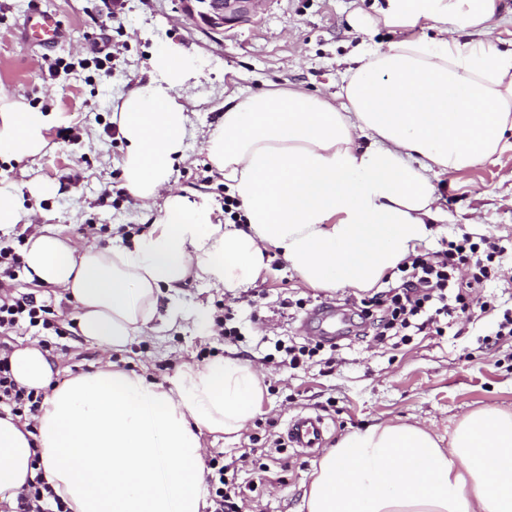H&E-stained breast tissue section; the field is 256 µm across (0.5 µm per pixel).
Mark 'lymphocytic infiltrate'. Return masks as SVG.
I'll return each mask as SVG.
<instances>
[{
    "label": "lymphocytic infiltrate",
    "instance_id": "1",
    "mask_svg": "<svg viewBox=\"0 0 512 512\" xmlns=\"http://www.w3.org/2000/svg\"><path fill=\"white\" fill-rule=\"evenodd\" d=\"M479 249V244L465 233L448 242L444 250L407 257L399 266L404 274L401 284L370 299L372 309L365 318L373 330V341L385 342L388 335L398 336L411 328L421 332L466 310L463 295L452 291L454 270L461 265L473 267L471 287L483 286L494 269L485 263ZM21 266V256L13 242L1 237L0 416L8 413L26 422L38 415L43 396L16 383L9 364L12 349L3 338L23 322L46 330L52 329L53 323L47 317L46 305L33 296L15 293L14 283ZM54 496L52 487L39 474L23 486L14 501H1L0 512H69Z\"/></svg>",
    "mask_w": 512,
    "mask_h": 512
}]
</instances>
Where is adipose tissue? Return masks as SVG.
I'll list each match as a JSON object with an SVG mask.
<instances>
[{
  "instance_id": "obj_1",
  "label": "adipose tissue",
  "mask_w": 512,
  "mask_h": 512,
  "mask_svg": "<svg viewBox=\"0 0 512 512\" xmlns=\"http://www.w3.org/2000/svg\"><path fill=\"white\" fill-rule=\"evenodd\" d=\"M499 10L500 0H386L372 23L401 36L353 48L342 102L273 84L225 102L203 148L241 225L213 223L206 202L172 189L194 67L178 47L153 53L112 122L125 142L123 187L158 205L154 224L117 249L35 232L23 252L28 278L67 293L79 335L116 352L185 319L176 296L188 278L229 292L256 281L268 247L302 286L371 290L440 220L433 177L508 146L512 47L484 36ZM423 24L429 35L416 34ZM52 120L0 94V156L43 153ZM57 191L48 181L25 195L0 185V227L31 223L26 198ZM10 362L17 383L44 398L33 430L0 418V499L41 473L70 512H201L203 432L240 431L263 400L258 371L233 358L183 366L164 383L109 361L54 389V363L38 345ZM303 507L512 512V413L472 410L444 440L404 421L343 435Z\"/></svg>"
}]
</instances>
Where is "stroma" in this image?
<instances>
[{
	"mask_svg": "<svg viewBox=\"0 0 512 512\" xmlns=\"http://www.w3.org/2000/svg\"><path fill=\"white\" fill-rule=\"evenodd\" d=\"M65 31L61 42L42 47L26 41L20 24L29 0H0V93L54 115L46 133L49 151L35 157L0 159V182L16 187L33 179L59 184L42 201L34 222L69 237L75 246L94 241L117 248L115 225L149 229L157 208L145 207L124 190L120 161L125 144L112 123V105L140 79L151 53L171 45L193 59L197 75L188 82L190 125L187 159L176 164L173 187L206 199L214 222H228L224 178L202 149V135L217 122L230 97H245L265 83L299 86L331 96L340 89L343 60L360 42L384 44L393 32L373 27L375 0H266L253 22L221 34L197 28L179 0H39ZM112 38L111 55L97 61L92 42L99 29ZM72 128L78 140H59ZM437 204L446 216L426 250L441 249L461 233L495 242L497 276L480 297L482 316L432 336L413 335L399 345H379L360 333L363 292L303 287L275 249L264 252L259 279L234 292L190 279L179 299L187 310L206 305L211 317L229 318L243 340L201 333L193 322L181 331L140 337L123 351L105 353L71 328L74 304L60 290L19 276L18 292L49 305L61 329L33 328L8 336L15 348L41 342L56 363L54 384L96 369L101 361L159 382L183 364L217 357L251 363L263 376L260 412L235 434L204 433V456L217 459L238 489L237 512H301L304 491L324 448L347 433L388 420L426 424L447 436L469 410L492 406L512 412V336L488 345L505 312H512V150L476 167L434 178ZM331 304L332 316L316 310ZM496 336V335H495ZM327 338L322 357L291 370L281 364L276 341L287 344ZM321 416L328 426L323 448L290 447L289 420Z\"/></svg>",
	"mask_w": 512,
	"mask_h": 512,
	"instance_id": "1",
	"label": "stroma"
}]
</instances>
